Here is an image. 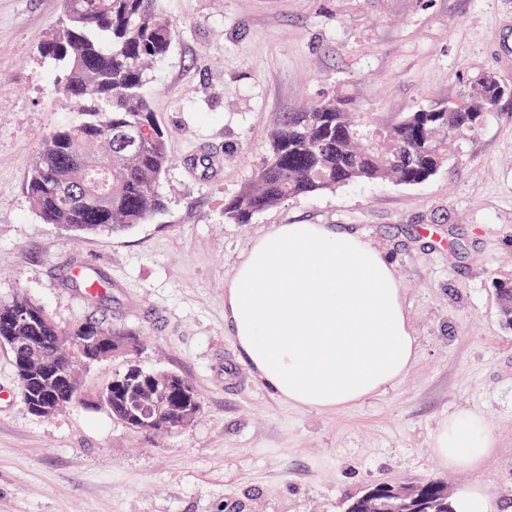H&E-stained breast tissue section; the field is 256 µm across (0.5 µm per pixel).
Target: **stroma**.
Instances as JSON below:
<instances>
[{"instance_id":"stroma-1","label":"stroma","mask_w":512,"mask_h":512,"mask_svg":"<svg viewBox=\"0 0 512 512\" xmlns=\"http://www.w3.org/2000/svg\"><path fill=\"white\" fill-rule=\"evenodd\" d=\"M179 26L150 74L171 134L166 210L123 234L40 223L25 193L42 137L74 120L40 48L63 0H0V302L24 294L60 326L89 317L140 331L141 349L79 371L83 399L30 414L0 348V512H341L376 481L447 479L500 503L512 486V331L493 278L512 277V99L418 185L343 186L288 199L247 224L224 203L261 162L284 113L343 92L377 123L512 84V0H162ZM275 224L360 233L394 266L416 338L406 375L347 408H296L249 369L224 320V284ZM89 272L98 301L72 287ZM189 378L195 421L136 433L97 402L129 363ZM481 415L496 448L473 470L433 452L439 423Z\"/></svg>"}]
</instances>
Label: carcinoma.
Wrapping results in <instances>:
<instances>
[{"label": "carcinoma", "instance_id": "carcinoma-1", "mask_svg": "<svg viewBox=\"0 0 512 512\" xmlns=\"http://www.w3.org/2000/svg\"><path fill=\"white\" fill-rule=\"evenodd\" d=\"M177 23L160 0H64L53 38L41 47L57 90L77 119L42 139L26 184L44 224L75 234L121 233L162 214L160 183L174 158L170 133L150 106L149 68L168 52ZM498 78L483 73L456 100L375 125L343 94L322 96L281 116L253 178L224 203V220L247 224L285 200L340 186L374 182L416 185L448 161V143L463 141L496 112ZM140 132L138 149L122 137ZM499 320L512 330V279L492 282ZM141 346L140 332L99 318L68 328L23 296L0 303V347L12 354L28 410L50 417L81 399L78 366ZM99 403L129 429L171 434L192 423L201 400L185 376L130 364L98 393ZM398 491L397 512H455L447 482L374 483L343 502L342 512Z\"/></svg>", "mask_w": 512, "mask_h": 512}]
</instances>
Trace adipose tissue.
<instances>
[{"instance_id":"ef3b65f1","label":"adipose tissue","mask_w":512,"mask_h":512,"mask_svg":"<svg viewBox=\"0 0 512 512\" xmlns=\"http://www.w3.org/2000/svg\"><path fill=\"white\" fill-rule=\"evenodd\" d=\"M224 319L258 379L299 408L351 406L416 357L392 263L359 233L325 224H276L255 238L224 285ZM494 450L472 412L433 439L451 470L478 468Z\"/></svg>"}]
</instances>
